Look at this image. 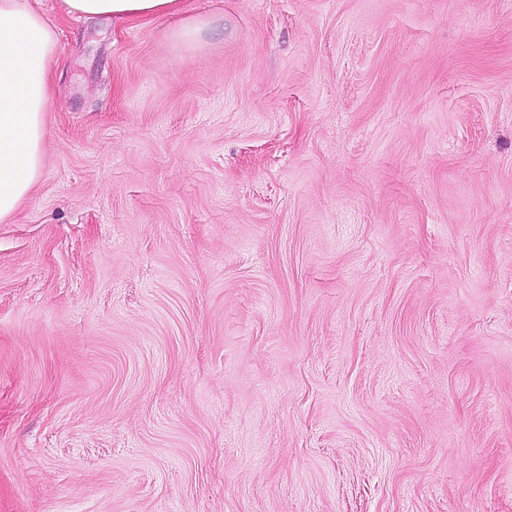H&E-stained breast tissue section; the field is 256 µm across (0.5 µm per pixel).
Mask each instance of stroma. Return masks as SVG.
<instances>
[{"label": "stroma", "mask_w": 512, "mask_h": 512, "mask_svg": "<svg viewBox=\"0 0 512 512\" xmlns=\"http://www.w3.org/2000/svg\"><path fill=\"white\" fill-rule=\"evenodd\" d=\"M31 3L0 512H512V0ZM180 0H62L71 16H109L118 22H135L175 14Z\"/></svg>", "instance_id": "35a3bbf8"}]
</instances>
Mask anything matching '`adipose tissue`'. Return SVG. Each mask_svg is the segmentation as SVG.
<instances>
[{
	"label": "adipose tissue",
	"instance_id": "ef3b65f1",
	"mask_svg": "<svg viewBox=\"0 0 512 512\" xmlns=\"http://www.w3.org/2000/svg\"><path fill=\"white\" fill-rule=\"evenodd\" d=\"M71 16L135 22L179 9V0H62ZM55 28L29 0H0V222L11 218L44 162Z\"/></svg>",
	"mask_w": 512,
	"mask_h": 512
}]
</instances>
